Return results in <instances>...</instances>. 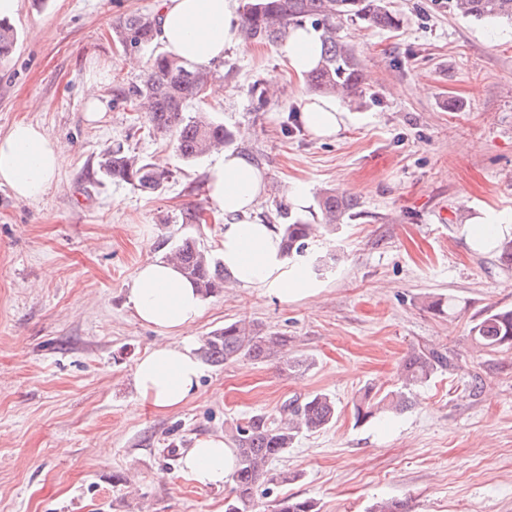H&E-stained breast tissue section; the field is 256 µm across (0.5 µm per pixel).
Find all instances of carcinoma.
<instances>
[{
    "label": "carcinoma",
    "instance_id": "cac0c4a2",
    "mask_svg": "<svg viewBox=\"0 0 512 512\" xmlns=\"http://www.w3.org/2000/svg\"><path fill=\"white\" fill-rule=\"evenodd\" d=\"M451 10L477 22H512V0H448ZM241 32L245 39L257 43H281L289 29L310 24L321 32L322 51L319 66L304 75L307 87L319 93L344 99L362 97L364 82L360 62L353 46L341 35L344 24L351 21L376 28H397L401 18L387 0H243L240 11ZM115 41L126 52H139L157 38L156 16L131 14L113 30ZM17 32L7 21L0 20V60L11 56ZM211 71L203 66L184 68L178 60L159 54L150 60L145 80L120 91L123 102L146 112L152 130L172 138L178 155L193 162L233 139L224 123L205 112L186 111L189 102L208 96ZM98 171L102 176L129 185L142 193H155L169 182V170L128 153L118 144L101 156ZM324 223L339 224L352 215L359 202L356 198L325 191L317 199ZM280 216L286 224L276 225L288 257L304 256L307 240L318 225L307 224L291 213ZM171 257L181 271L207 299L224 290L230 276L211 254L200 248L196 239L182 237L171 249ZM477 347L495 350L512 349V310H490L471 328ZM292 337L268 333L261 325L235 321L224 324L204 337L200 358L219 366L240 358L269 361L288 350ZM456 368L448 352L437 346L412 349L400 370L401 386L384 395L370 386L354 403L356 420L365 421L386 413H401L411 406L410 390L429 380L437 372ZM336 403L326 393L316 392L303 400L285 402L280 418L271 420L254 415L235 428L232 442L237 448L238 464L232 487L224 498V512H256V498L264 484L286 483L292 477L271 472L270 465L292 447L297 436L319 432L336 419ZM274 512H318L310 500L283 497Z\"/></svg>",
    "mask_w": 512,
    "mask_h": 512
}]
</instances>
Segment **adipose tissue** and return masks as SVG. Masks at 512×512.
<instances>
[{
  "label": "adipose tissue",
  "mask_w": 512,
  "mask_h": 512,
  "mask_svg": "<svg viewBox=\"0 0 512 512\" xmlns=\"http://www.w3.org/2000/svg\"><path fill=\"white\" fill-rule=\"evenodd\" d=\"M235 0H158V40L163 49L193 68L218 61L224 49L239 40ZM288 66L296 74L320 61V37L313 27L290 30L286 40ZM300 119L310 134L329 139L343 129L346 112L331 97L307 98ZM62 165L58 144L29 122L16 123L0 135V185L18 198L35 200L51 186ZM266 173L245 153L228 150L208 170V207L223 216L217 257L235 282L260 289L279 300H295L318 292L320 284L300 261H289L274 225L258 221L255 208L265 195ZM134 316L158 331L179 332L202 315V299L171 263H142L127 289ZM201 367L191 343L156 341L136 361L133 380L141 404L158 410L179 408L193 400ZM234 448L223 437L198 440L182 458V467L202 487H221L236 468Z\"/></svg>",
  "instance_id": "adipose-tissue-1"
}]
</instances>
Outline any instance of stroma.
I'll return each instance as SVG.
<instances>
[{"instance_id": "1", "label": "stroma", "mask_w": 512, "mask_h": 512, "mask_svg": "<svg viewBox=\"0 0 512 512\" xmlns=\"http://www.w3.org/2000/svg\"><path fill=\"white\" fill-rule=\"evenodd\" d=\"M390 3L399 29L344 31L365 94L344 101L351 119L336 138L295 125L308 89L284 46L242 40L212 64L213 92L193 109L223 122L232 148L265 169L259 218L279 223L286 191L307 187L301 217L320 227L307 256L325 265L323 289L281 301L234 284L204 299L195 324L163 335L128 307L131 278L185 235L216 252L223 220L182 221L205 207L218 152L184 162L117 98L162 46L126 54L113 29L130 13H155L156 0H19L18 42L0 62V134L22 119L39 124L63 164L34 201L0 185V512H224L226 489L191 481L182 453L317 391L335 399L336 421L273 462L295 479L271 485L257 512L285 496L320 512H368L382 499L410 512H512V350H480L470 335L488 309L512 307V269L496 249H471L465 226L470 206L512 211V25L461 18L447 0ZM271 72L279 81H267ZM90 98L104 106L92 123ZM25 101L35 109L22 110ZM119 143L170 171L162 191L100 177L101 152ZM327 189L359 202L333 229L316 203ZM437 298L447 314L428 310ZM237 320L291 336L289 356L309 367L206 364L182 408L138 405L134 365L152 342L197 344ZM429 344L447 348L457 370L413 387L408 410L356 421L359 391L399 387L404 357Z\"/></svg>"}]
</instances>
